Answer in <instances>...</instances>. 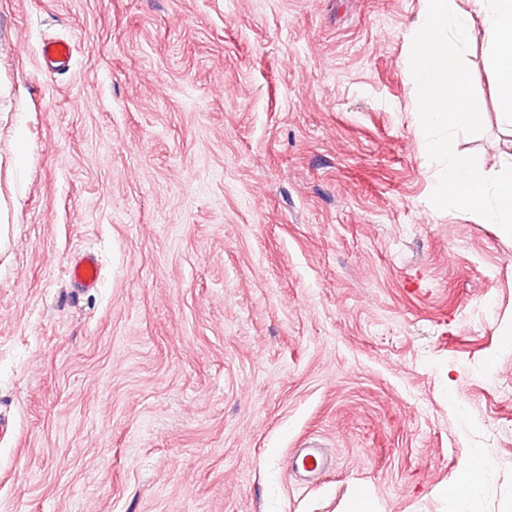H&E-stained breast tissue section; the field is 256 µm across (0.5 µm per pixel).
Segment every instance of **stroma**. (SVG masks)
I'll list each match as a JSON object with an SVG mask.
<instances>
[{"instance_id": "stroma-1", "label": "stroma", "mask_w": 512, "mask_h": 512, "mask_svg": "<svg viewBox=\"0 0 512 512\" xmlns=\"http://www.w3.org/2000/svg\"><path fill=\"white\" fill-rule=\"evenodd\" d=\"M421 7L0 0V512H512V231L429 203ZM41 53L45 62L53 70H61L69 66L73 55V46L66 39L48 40L43 42ZM100 271L98 257L92 252H85L70 264L67 273L73 287L92 290L100 284ZM287 466L290 473L320 471L325 467L321 448H297L291 453Z\"/></svg>"}]
</instances>
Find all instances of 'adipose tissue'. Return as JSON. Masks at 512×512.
Here are the masks:
<instances>
[{
	"label": "adipose tissue",
	"instance_id": "ef3b65f1",
	"mask_svg": "<svg viewBox=\"0 0 512 512\" xmlns=\"http://www.w3.org/2000/svg\"><path fill=\"white\" fill-rule=\"evenodd\" d=\"M420 19L412 32V73H425L416 106L423 115L425 147L444 166L433 188L435 206L455 201L460 210L482 223L512 225V160L489 173L468 155L456 151L453 135L476 130L486 122L484 110L471 96L479 72L495 77L494 96L502 125L512 129V0H423ZM487 48L480 68L465 56L477 35Z\"/></svg>",
	"mask_w": 512,
	"mask_h": 512
}]
</instances>
